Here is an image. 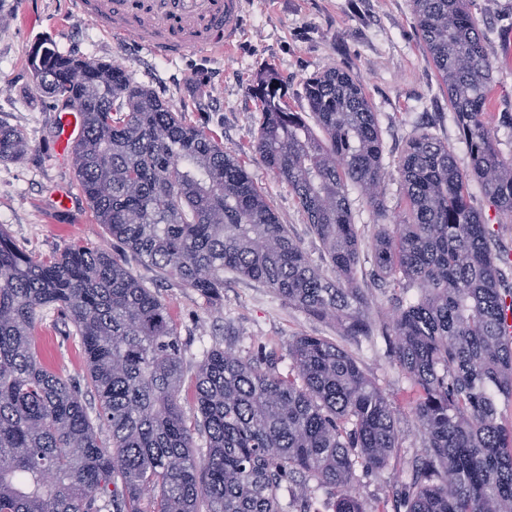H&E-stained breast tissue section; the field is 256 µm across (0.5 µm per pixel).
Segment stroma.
<instances>
[{"label": "stroma", "mask_w": 512, "mask_h": 512, "mask_svg": "<svg viewBox=\"0 0 512 512\" xmlns=\"http://www.w3.org/2000/svg\"><path fill=\"white\" fill-rule=\"evenodd\" d=\"M21 0H0V122L21 129L29 143L18 160L0 161V227L21 250L36 257L63 253L74 244L103 245L169 308L183 345L181 403L186 418L197 414L195 373L204 353L214 347L237 354L270 355L277 372L288 370V343L300 336L326 338L352 354L385 393L395 410L396 446L385 466L357 471L353 492L364 512H393L392 488L407 481L412 459L422 451V434L410 400V382L381 331L371 337L341 335L330 320L289 305L265 285L224 274L219 304L207 303L177 279L157 270L113 240L96 224L78 190L71 164L47 150L56 133L54 100L36 91L30 56L39 41L67 55L122 67L172 109L217 135L226 153L239 158L289 234L310 263L330 266L323 246L286 183L265 168L254 147L259 106L249 88L265 67H274L288 86V104L308 109L304 81L328 67L348 72L363 88L378 115L389 217H396L403 196L399 160L412 135L426 130L453 150L461 168L469 158L448 116V91L437 76L413 20L411 0H243L241 35L234 53L211 58L185 55L153 57L132 41L102 34L90 15H67L66 0H36L30 18L19 15ZM486 51L494 65L490 109L496 117L512 114V0H474ZM73 192V221L61 224L53 194ZM359 233L355 277L371 316L389 306L392 283L377 273L373 235L381 219L358 195L349 194ZM41 362L71 384L86 375L84 351L72 324L48 309L34 331Z\"/></svg>", "instance_id": "stroma-1"}]
</instances>
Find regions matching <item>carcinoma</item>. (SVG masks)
<instances>
[{"instance_id":"1","label":"carcinoma","mask_w":512,"mask_h":512,"mask_svg":"<svg viewBox=\"0 0 512 512\" xmlns=\"http://www.w3.org/2000/svg\"><path fill=\"white\" fill-rule=\"evenodd\" d=\"M412 3L470 164L461 169L429 133L413 135L399 162L405 217L376 237L378 269L401 291L385 337L411 382L424 439L393 508L512 512V428L498 410L499 398H512V342L501 333L512 290L499 285L491 232L470 192L477 182L512 223V155L499 149L487 112L494 66L472 0ZM32 68L36 89L82 113L73 167L113 239L212 305L228 270L348 335L370 334L348 195L357 190L386 218V170L376 113L347 73L327 68L303 84L322 139L288 106L274 72L251 88L261 106L255 151L296 196L330 279L245 166L121 67L37 46ZM28 148L20 129L0 123V161ZM50 305L81 338L93 416L81 390L39 359L33 332ZM288 356L284 375L229 349L206 352L190 426L167 305L101 247L38 259L0 230V512H282L279 491L297 476L334 489L333 512H364L356 467L380 469L396 447L391 404L333 342L299 336ZM195 434L206 439L199 458Z\"/></svg>"}]
</instances>
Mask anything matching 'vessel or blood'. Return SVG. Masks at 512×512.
<instances>
[{
    "label": "vessel or blood",
    "instance_id": "1",
    "mask_svg": "<svg viewBox=\"0 0 512 512\" xmlns=\"http://www.w3.org/2000/svg\"><path fill=\"white\" fill-rule=\"evenodd\" d=\"M67 4L74 15L93 11L104 33L133 39L161 59L228 51L239 33L241 0H67ZM82 133L81 113L58 112L53 141L57 160H67Z\"/></svg>",
    "mask_w": 512,
    "mask_h": 512
}]
</instances>
